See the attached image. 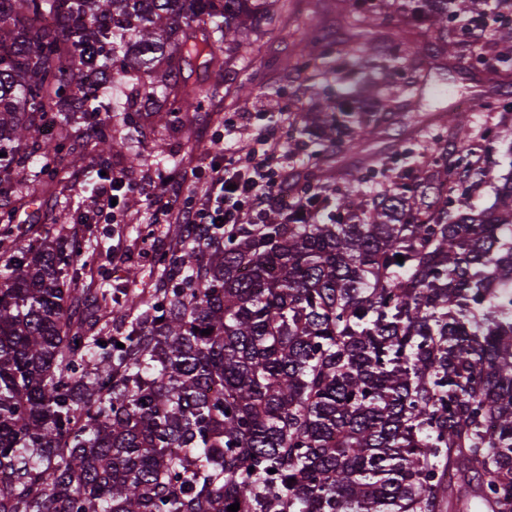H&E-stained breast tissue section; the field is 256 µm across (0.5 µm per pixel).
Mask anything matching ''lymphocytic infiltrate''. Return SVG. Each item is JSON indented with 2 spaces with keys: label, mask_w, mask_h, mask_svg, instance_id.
<instances>
[{
  "label": "lymphocytic infiltrate",
  "mask_w": 512,
  "mask_h": 512,
  "mask_svg": "<svg viewBox=\"0 0 512 512\" xmlns=\"http://www.w3.org/2000/svg\"><path fill=\"white\" fill-rule=\"evenodd\" d=\"M290 112H282L279 133L252 137L247 122L225 125L219 145L235 141L239 152L250 160L248 167L238 166L234 157H226L215 166L192 170L178 194L142 189L157 215L167 224H183L192 237L203 236L208 225L261 224L269 211L281 208L288 192V170L298 157L282 129L288 128Z\"/></svg>",
  "instance_id": "f902f5d3"
}]
</instances>
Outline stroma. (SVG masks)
I'll return each instance as SVG.
<instances>
[{
    "mask_svg": "<svg viewBox=\"0 0 512 512\" xmlns=\"http://www.w3.org/2000/svg\"><path fill=\"white\" fill-rule=\"evenodd\" d=\"M295 19L313 25L322 37L335 65L329 76H320L310 67H284L291 44L282 40L279 31ZM450 27L467 58L464 67L443 69L427 57L419 69L408 68L385 75L378 90L386 100L387 110L394 112L395 117L369 142L366 151L385 158L405 145L411 149L416 164L422 166L430 158L435 138L441 136L446 138L449 151L466 147L477 154H488V175L471 200L473 207L481 209L492 202L498 176L512 167V160L503 150L493 153L487 150L488 138L494 131L512 127V82L491 85L484 80L485 69L498 64V49L489 33L473 37L471 24L461 19L451 22ZM244 41L248 52L232 54L220 74L205 73L193 65L184 67L183 79L200 90V108L191 113L189 123L175 121L163 128L154 126L148 107L136 104L134 110L146 135L131 150L114 152L113 169L123 171L129 181L138 183L206 166L211 160L209 150L214 146L217 130L245 112L252 115L253 134L261 135L273 131L278 112L297 103L307 111L329 104L353 111L366 110V103L353 91L354 76L343 66L348 46L340 27L336 0H288L287 10L277 12L272 25H259L246 33ZM474 97H491L497 104L490 112L469 113L464 140L449 138L447 112L461 111L463 101ZM413 103L418 105V113H409ZM158 140L176 155L177 164L157 161L154 143ZM132 150L140 154V162L135 166L128 163V153ZM86 167L83 161L71 163L68 184L42 199L39 207L18 212L17 224L48 227L53 235L67 240L98 237L112 250L113 259L107 267L110 280L123 282L130 262L134 261L141 270L137 288H150L152 264L141 254L142 240L151 231L156 236V248H168L170 240L165 225L153 224L144 197L138 195L125 197L116 224L96 223L90 204L91 191L85 186Z\"/></svg>",
    "mask_w": 512,
    "mask_h": 512,
    "instance_id": "35a3bbf8",
    "label": "stroma"
}]
</instances>
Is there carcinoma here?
Instances as JSON below:
<instances>
[{"label": "carcinoma", "instance_id": "obj_1", "mask_svg": "<svg viewBox=\"0 0 512 512\" xmlns=\"http://www.w3.org/2000/svg\"><path fill=\"white\" fill-rule=\"evenodd\" d=\"M341 2L348 41L386 45L350 72L377 77L431 50L455 65L448 20L486 0ZM266 3L0 0V512H512V161L478 211L483 157L438 148L378 196L352 176L324 221L301 203L202 240L170 224L147 296L79 287L110 259L98 243L13 237L67 158L106 172L140 141L128 112L113 135L109 90L179 119L198 99L183 66L223 65ZM377 11L423 15L434 41ZM321 42L302 32L296 61ZM305 122L360 152L388 113ZM304 190H329L319 164ZM473 482L476 501L454 495Z\"/></svg>", "mask_w": 512, "mask_h": 512}]
</instances>
